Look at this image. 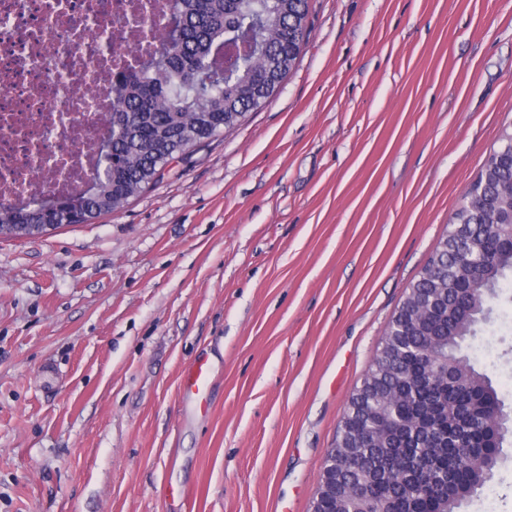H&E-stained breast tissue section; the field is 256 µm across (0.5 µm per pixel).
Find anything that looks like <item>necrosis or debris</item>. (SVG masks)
<instances>
[{
	"label": "necrosis or debris",
	"mask_w": 512,
	"mask_h": 512,
	"mask_svg": "<svg viewBox=\"0 0 512 512\" xmlns=\"http://www.w3.org/2000/svg\"><path fill=\"white\" fill-rule=\"evenodd\" d=\"M162 0H0V202L85 188L113 77L158 40Z\"/></svg>",
	"instance_id": "1"
}]
</instances>
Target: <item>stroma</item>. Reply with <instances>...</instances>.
<instances>
[{
  "mask_svg": "<svg viewBox=\"0 0 512 512\" xmlns=\"http://www.w3.org/2000/svg\"><path fill=\"white\" fill-rule=\"evenodd\" d=\"M511 125L512 0H309L270 104L120 211L0 240V512H311ZM488 305L463 353L512 416L511 270ZM202 357L201 405L181 381ZM504 453L461 512H512Z\"/></svg>",
  "mask_w": 512,
  "mask_h": 512,
  "instance_id": "obj_1",
  "label": "stroma"
}]
</instances>
